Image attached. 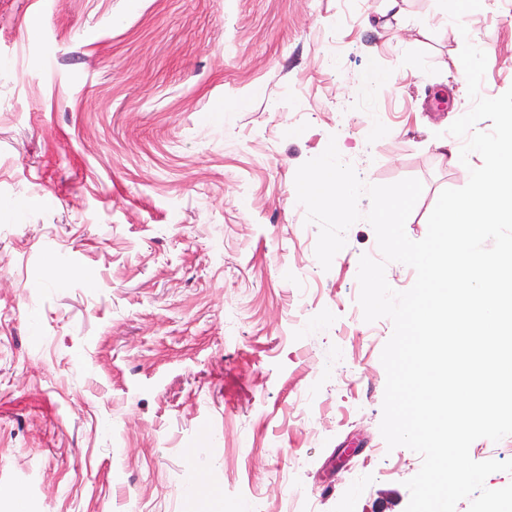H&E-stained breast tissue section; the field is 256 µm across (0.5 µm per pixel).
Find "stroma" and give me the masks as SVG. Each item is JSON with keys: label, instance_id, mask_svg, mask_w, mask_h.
<instances>
[{"label": "stroma", "instance_id": "1", "mask_svg": "<svg viewBox=\"0 0 512 512\" xmlns=\"http://www.w3.org/2000/svg\"><path fill=\"white\" fill-rule=\"evenodd\" d=\"M497 0H0V512H405L380 432L389 319L330 269L294 184L329 141L371 185L443 189L440 133L512 88ZM71 270L58 282L56 272Z\"/></svg>", "mask_w": 512, "mask_h": 512}]
</instances>
